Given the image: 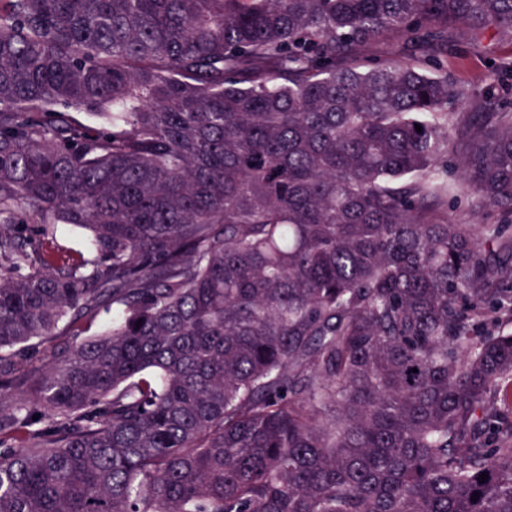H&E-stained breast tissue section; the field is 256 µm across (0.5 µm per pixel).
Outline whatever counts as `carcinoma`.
<instances>
[{
	"instance_id": "cac0c4a2",
	"label": "carcinoma",
	"mask_w": 512,
	"mask_h": 512,
	"mask_svg": "<svg viewBox=\"0 0 512 512\" xmlns=\"http://www.w3.org/2000/svg\"><path fill=\"white\" fill-rule=\"evenodd\" d=\"M452 18L512 0H0V512H512V109ZM448 39L453 41L448 47V77L476 98L490 92L496 103L512 104V75L502 81L492 79L494 64L512 61V32L493 28L476 32L458 22L448 30ZM59 236L60 242L64 246L68 247L73 251L81 252L86 257L90 256L92 248L83 230L69 226H62L60 228Z\"/></svg>"
}]
</instances>
